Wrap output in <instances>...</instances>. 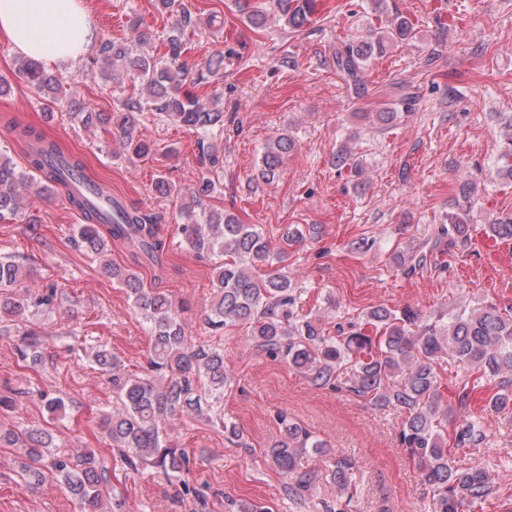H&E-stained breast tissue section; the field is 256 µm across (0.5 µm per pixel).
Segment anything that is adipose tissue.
Masks as SVG:
<instances>
[{"label":"adipose tissue","mask_w":512,"mask_h":512,"mask_svg":"<svg viewBox=\"0 0 512 512\" xmlns=\"http://www.w3.org/2000/svg\"><path fill=\"white\" fill-rule=\"evenodd\" d=\"M0 37L29 59L70 63L95 29L84 0H0Z\"/></svg>","instance_id":"ef3b65f1"}]
</instances>
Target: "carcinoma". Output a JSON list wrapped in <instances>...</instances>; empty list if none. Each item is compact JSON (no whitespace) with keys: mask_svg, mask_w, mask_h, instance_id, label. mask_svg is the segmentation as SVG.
Here are the masks:
<instances>
[{"mask_svg":"<svg viewBox=\"0 0 512 512\" xmlns=\"http://www.w3.org/2000/svg\"><path fill=\"white\" fill-rule=\"evenodd\" d=\"M372 11L387 19V29L367 38L348 39L336 48V71L355 94L364 90L363 74L371 61L387 50L409 44L414 23L403 16L390 0H370ZM237 11L256 29L269 18L291 32L315 24L323 10L321 0H273L269 14L260 0H235ZM161 13L176 14L166 38L164 59L134 50V45L110 40L89 58L90 67L112 91L124 92L125 81L138 85L121 101L119 111L109 115L84 106L70 117L91 130L112 124L118 141L130 158H143L151 147L140 137V117L154 112L197 134L201 158L213 167L220 163L215 139L224 132V101L215 96L200 98L192 88L224 68L225 55H211L203 70L190 75L184 57L189 51L187 29L192 13L182 0H155ZM16 70L41 99L44 109H61L73 102L58 78L40 62L24 58ZM415 98L403 95L389 107L369 115L380 130L395 126L414 110ZM503 130V146L497 155L500 184L512 188V113H497ZM15 136L28 146L27 167L18 168L0 153V219L25 212L24 202L34 193L62 189L70 206L83 223L76 227V242L100 260V272L126 290L134 308L149 325L150 374L131 376L120 358L101 346L89 353L98 370L112 380L116 407L104 416L100 429L108 446L117 451L126 469L137 472L151 468L167 478L181 479L183 495L191 497L193 508L206 507L204 497L190 484L191 455L178 447L167 431L170 422L188 415L224 429V437L237 448H249L236 423L224 418L221 400L230 379L224 370V349L210 344H193L186 336L171 298L145 286L134 270L108 258L114 241H123L144 258L153 260L165 249L157 236L151 215L125 206L103 192L85 173L83 162L65 155L59 146L33 127L13 128ZM296 143L286 134L271 139L263 148L257 177L269 181ZM65 162L67 171L78 174L100 195L92 206L74 193L69 180L55 160ZM331 164L337 169L359 173V162L348 145L339 147ZM221 182L207 175L195 187L180 195V229L189 246L198 251L217 252L224 261L215 267L216 291L208 328L217 333L228 327L244 326L257 350L279 359L318 388H347L373 408L395 407L404 415L400 439L410 460L431 495L432 512H475L491 494L490 479L477 467L459 468L450 460L448 441L456 448H477L487 438L482 418L470 413L475 391L485 390L483 409L501 413L512 410V315L490 305L483 310L459 309L448 317L423 321L410 308L401 311L373 308L362 322L335 324L336 334L325 328L319 317L300 318L295 307L300 299L296 282L282 272L280 264L288 253L271 249L256 225L244 224L228 209L198 210L202 199L217 193ZM475 187L464 183L454 205L434 228V241L447 242L452 250L470 240ZM485 235L496 241H512V213L501 214L484 225ZM429 250L421 249L398 259L409 274L424 266ZM21 256L0 257V335L10 332L8 321L26 322L48 315L59 307L58 286L49 283L39 291L26 286L31 270ZM45 336L28 328L19 334L16 351L24 361L41 360ZM453 354L466 376L457 390L461 415L448 429V405L444 403L436 364L441 354ZM403 375L400 383L391 378ZM279 438L269 445L268 458L283 476L285 494L308 491L318 474L300 465L303 454L324 456V445L307 428L283 414L278 419ZM452 439H447V436ZM0 442L22 451L19 474L29 484L47 479L63 484L78 502L81 512H102L105 498L112 494V469L103 455L91 448H70L57 443L43 428L0 430ZM330 477L352 500L357 493L356 462L350 458H329Z\"/></svg>","mask_w":512,"mask_h":512,"instance_id":"carcinoma-1","label":"carcinoma"}]
</instances>
